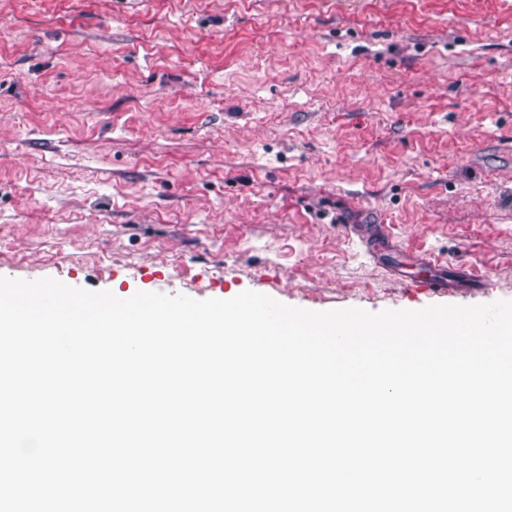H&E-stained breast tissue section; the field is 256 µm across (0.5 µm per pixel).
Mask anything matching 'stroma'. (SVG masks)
Listing matches in <instances>:
<instances>
[{"mask_svg":"<svg viewBox=\"0 0 512 512\" xmlns=\"http://www.w3.org/2000/svg\"><path fill=\"white\" fill-rule=\"evenodd\" d=\"M350 224L482 285L400 282ZM0 277L512 300V0H0Z\"/></svg>","mask_w":512,"mask_h":512,"instance_id":"stroma-1","label":"stroma"}]
</instances>
